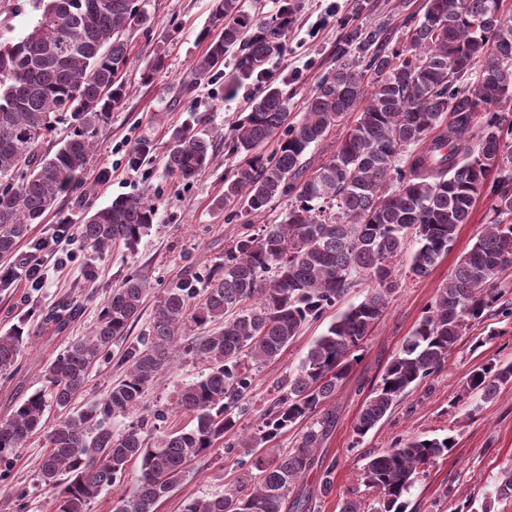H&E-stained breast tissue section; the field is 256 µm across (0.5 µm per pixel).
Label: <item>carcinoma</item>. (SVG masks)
<instances>
[{
    "mask_svg": "<svg viewBox=\"0 0 512 512\" xmlns=\"http://www.w3.org/2000/svg\"><path fill=\"white\" fill-rule=\"evenodd\" d=\"M141 0H36L39 17L17 39L0 40V257L14 253L56 199L71 191L98 150L97 130L126 89L119 79L129 62L124 31L148 23ZM296 0L256 19L240 0H215L212 26L220 28L196 59L184 90L215 76L224 55L239 47L237 77L265 73L285 50ZM360 53H341L336 68L308 97L302 119L287 123L288 99L270 83L232 127L228 149L243 158L224 182L216 206L261 213L275 198L295 194L281 224H265L239 237L200 294L194 280L167 288L146 333L120 362L126 374L87 407L73 402L85 391L88 370L128 335L149 288L141 270L126 276L101 304L91 334L72 340L45 370L44 386L0 418V462L16 456L45 431L39 474L56 491V512H90L101 491L131 464L139 474L113 512H157L188 466L209 453L247 415L253 366L277 359L303 324L336 306L352 277L372 281L369 295L349 306L309 348L244 448L274 440L317 416L298 445L269 461L257 458L250 487L191 499L183 512H292L306 507L290 493L319 463L317 455L335 423L326 401L347 378L357 352L394 297L395 262L415 241L405 275L427 277L451 249L458 227L469 223L477 199L493 195L495 219L458 260L448 283L379 382L370 388L353 426L363 439L389 417L401 398L438 372L457 343L500 305L496 288L512 269V7L506 0H426L407 46L375 47L377 34L357 36ZM372 92H367L368 87ZM349 112L355 125L334 153L312 171L303 157ZM70 134L51 156L40 142L56 125ZM201 120L174 129L162 155L165 172L195 179L215 159ZM278 138L273 155L258 153ZM157 206L145 190L122 197L76 228L93 250L117 241L132 248L154 223ZM224 323L210 336H188V324ZM23 329L0 335V372L17 362ZM189 356L207 372L185 386L175 408L194 417L190 429L144 430V421L121 434L112 418L136 412L145 390L174 361ZM512 383V361L488 363L466 378L467 391L484 402ZM58 417L46 425L47 409ZM455 438H417L368 455L361 473L377 490L373 512H407L420 469L447 455Z\"/></svg>",
    "mask_w": 512,
    "mask_h": 512,
    "instance_id": "cac0c4a2",
    "label": "carcinoma"
}]
</instances>
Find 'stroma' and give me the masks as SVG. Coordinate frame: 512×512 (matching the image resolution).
I'll return each instance as SVG.
<instances>
[{
    "label": "stroma",
    "instance_id": "35a3bbf8",
    "mask_svg": "<svg viewBox=\"0 0 512 512\" xmlns=\"http://www.w3.org/2000/svg\"><path fill=\"white\" fill-rule=\"evenodd\" d=\"M423 2L303 0L286 35V52L268 64L267 78H273L288 96L289 121L301 118L307 96L335 67L342 50L351 46L355 31H379L380 47H393L420 20ZM145 9L150 25H134L124 33L130 50L122 73L127 95L100 127L97 153L73 190L58 198L42 223L32 225L13 255L0 259V332L19 325L29 332L15 366L0 373V417L12 414L20 399L42 387L49 363L72 339L90 333L103 298L132 270L147 268L150 277L149 294L128 334L133 340L147 329L157 301L172 282L184 277L205 281L213 267L223 264L224 251L232 241L250 228L283 222L295 201L290 194L278 197L258 216L216 208V200L224 193V178L237 163L226 154L222 135L247 112L266 79H237L235 58L230 55L219 75L184 93L193 61L207 48L202 34L211 26L213 0H146ZM158 56L164 60L163 67L152 83H143V71ZM198 117L206 118L216 132L217 161L193 182L185 184L166 175L156 157L137 168L130 165L129 156L139 141L164 149L172 129ZM146 189L156 201L158 214L134 248L119 242L100 254L80 242L75 233L78 224L112 200ZM492 204V197H479L469 223L460 226L448 254L425 279L406 277L409 256L397 260L399 288L364 342L358 363L327 403L336 420L319 454L323 463L336 465L331 488L321 493L318 468L296 488L297 494L308 496L309 512H340L348 500L372 506L377 494L359 479L365 457L401 441L450 433L456 440L447 456L425 467L409 496L411 512H452L455 503L494 494L501 471L512 466V385L489 402L469 394L463 385L466 375L480 364L512 361V317L493 311L463 337L443 368L406 394L387 421L362 441L353 438V425L369 386L379 381L424 307L451 278L460 256L493 220ZM40 240L71 259L65 269H48L46 283L39 289L26 280L22 265ZM90 270L95 273L91 281L86 278ZM65 302L73 310L66 328L59 331L43 324V315ZM335 316L331 310L307 323L279 359L254 367L248 416L209 455L189 466L158 512H181L185 501L223 493L245 480L241 440L254 433L279 385L296 371ZM479 338L484 341L480 347L475 344ZM203 371L202 363L184 357L148 389L144 407L149 412L166 410L163 429L193 426V418L177 411L175 402L181 388ZM44 452L45 439L37 434L16 457L0 465V512H55V493L39 476Z\"/></svg>",
    "mask_w": 512,
    "mask_h": 512
}]
</instances>
